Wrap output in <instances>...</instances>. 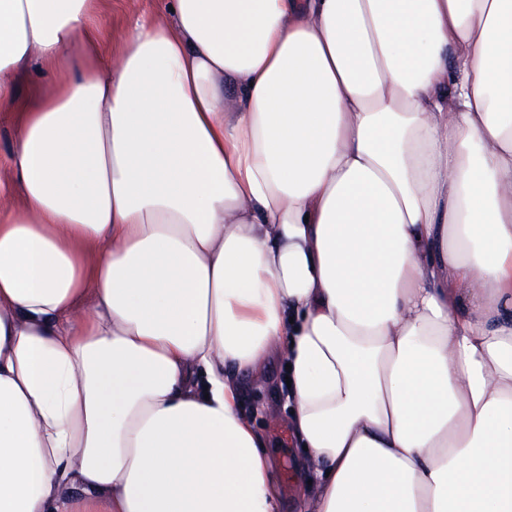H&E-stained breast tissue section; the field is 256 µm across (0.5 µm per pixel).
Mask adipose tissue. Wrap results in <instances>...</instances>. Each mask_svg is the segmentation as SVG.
Here are the masks:
<instances>
[{"label": "adipose tissue", "instance_id": "1", "mask_svg": "<svg viewBox=\"0 0 512 512\" xmlns=\"http://www.w3.org/2000/svg\"><path fill=\"white\" fill-rule=\"evenodd\" d=\"M0 0V512H512V0ZM38 68L35 104L18 87ZM97 6L101 17L99 38L103 48L109 46L112 36L114 49L121 30L133 21L136 14H152L158 22L163 19L157 0H99ZM269 365L261 378L246 383L242 402L244 409L254 420L255 428L271 443L272 448L269 449L278 480L281 511L298 512L299 485L295 467L301 458L302 449L298 448L290 423L287 422V411L281 409L278 420L271 419L263 412V407L272 396L278 395L284 379L283 364L280 361H270Z\"/></svg>", "mask_w": 512, "mask_h": 512}]
</instances>
